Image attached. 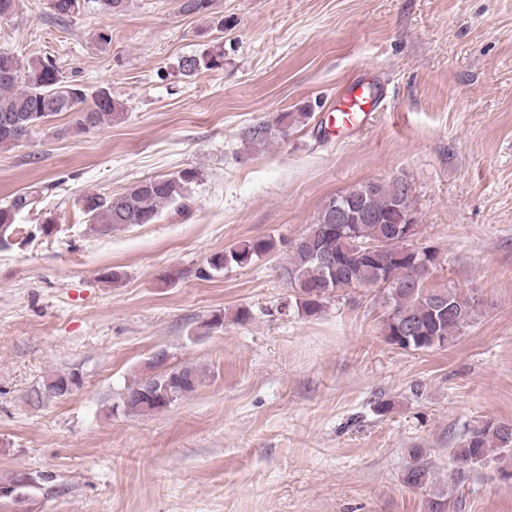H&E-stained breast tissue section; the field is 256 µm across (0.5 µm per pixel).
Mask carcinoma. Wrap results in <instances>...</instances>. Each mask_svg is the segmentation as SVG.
<instances>
[{"label": "carcinoma", "instance_id": "carcinoma-1", "mask_svg": "<svg viewBox=\"0 0 512 512\" xmlns=\"http://www.w3.org/2000/svg\"><path fill=\"white\" fill-rule=\"evenodd\" d=\"M214 5L215 0H181L180 11L207 19L213 14ZM223 59L224 51L218 48L182 57L178 69L182 76L192 77L202 69L221 68ZM122 111V104L105 89L98 91L93 103H86L85 91L64 80L51 57H35L22 65L17 58L0 53L1 146L20 141L45 119L60 112L75 113L77 131L89 132ZM311 116L310 112H281L271 120L248 126L243 138L254 148L265 147L288 138ZM198 179V171L184 169L171 176L137 181L111 197L87 195L82 202L83 211L91 220L89 230L106 232L118 226L153 224L163 206L188 199L187 192ZM411 194L409 182L395 178L389 182L368 180L328 199L315 222L317 235L309 236L311 229H306L291 246L289 261L280 268L282 279L293 289L292 306L297 312L318 314L329 294L337 290L381 287L388 306L383 321L385 339L401 349L413 350L442 347L476 319L475 303L457 289L429 288L424 283L408 286L400 281V269L423 259L435 260L432 251L414 246L398 233V225L415 217ZM336 200L358 206L373 214L374 220L351 224L344 233L336 231L332 208ZM30 204L28 197L18 196L0 207V247H8L9 236L17 233L15 213ZM274 249L275 242L269 238L241 241L227 251L210 255L199 274L210 278L228 265H247ZM324 253L339 256L340 266L324 265ZM51 379L59 389L49 391L41 385L33 390L36 401L64 395L62 387L66 385H81L77 372H56ZM201 384L202 374L192 366L178 367L165 375H147L126 387L119 407L126 414H150L171 404L167 394L178 399L192 394ZM423 453L421 448L410 449L412 462L403 471V484L429 491L427 512H455L470 472L490 462L508 461L510 465L500 472L512 481V421L485 420L464 432L457 447L450 451L453 466L448 469V484L439 489L435 488L432 472L420 461Z\"/></svg>", "mask_w": 512, "mask_h": 512}]
</instances>
